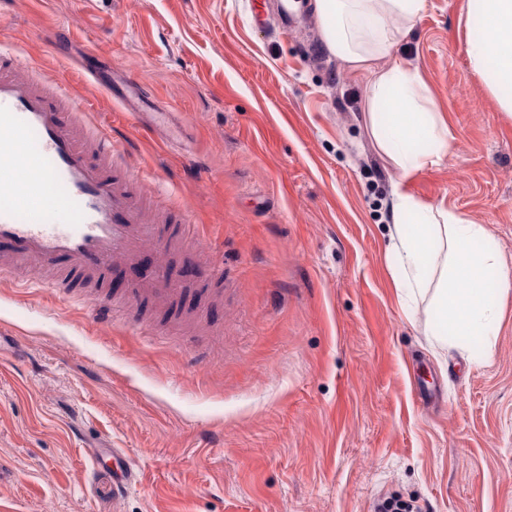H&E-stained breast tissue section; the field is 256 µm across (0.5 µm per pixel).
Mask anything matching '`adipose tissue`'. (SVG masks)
Returning <instances> with one entry per match:
<instances>
[{
  "label": "adipose tissue",
  "mask_w": 512,
  "mask_h": 512,
  "mask_svg": "<svg viewBox=\"0 0 512 512\" xmlns=\"http://www.w3.org/2000/svg\"><path fill=\"white\" fill-rule=\"evenodd\" d=\"M425 0H315L328 51L370 76L368 121L379 149L400 180L438 165L452 131L429 111L430 91L418 70L379 59L397 42L398 19L414 22ZM481 35L468 41L471 68L483 79L502 113L512 118V0H467ZM393 240L397 290L432 293L434 318L449 346L487 342L501 317L500 301L512 292V270L484 225L454 210L435 208L395 190Z\"/></svg>",
  "instance_id": "1"
}]
</instances>
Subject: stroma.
Wrapping results in <instances>:
<instances>
[{"label": "stroma", "instance_id": "1", "mask_svg": "<svg viewBox=\"0 0 512 512\" xmlns=\"http://www.w3.org/2000/svg\"><path fill=\"white\" fill-rule=\"evenodd\" d=\"M0 0V49L112 129L120 170L199 245L152 242L106 276L125 297L141 268L181 270L182 313L0 277V512H512V294L491 350L445 348L430 296L401 310L387 249L396 172L367 122L366 77L331 55L315 0ZM390 66L418 69L453 138L404 189L486 226L512 269V119L470 69L466 0H426ZM107 64L100 80L84 66ZM139 72L149 107L105 84ZM223 269L222 281L212 277ZM440 395L420 402L419 385ZM120 448L137 482L93 467Z\"/></svg>", "mask_w": 512, "mask_h": 512}]
</instances>
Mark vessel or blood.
<instances>
[{
	"label": "vessel or blood",
	"mask_w": 512,
	"mask_h": 512,
	"mask_svg": "<svg viewBox=\"0 0 512 512\" xmlns=\"http://www.w3.org/2000/svg\"><path fill=\"white\" fill-rule=\"evenodd\" d=\"M22 62L0 51V274L30 268L49 272L44 287L72 297L86 278H105L112 268L135 262L148 242L180 250L193 242L192 225L146 223L140 179L117 175L112 161L120 151L112 131L90 110L79 111L80 127L65 120L76 101L62 80L21 77ZM36 138L37 149L22 163L20 145ZM182 293L173 270L157 266L150 279L131 289L124 302L105 301L101 313L119 305H148L163 299L176 304ZM112 488L121 492L135 482L127 455L103 448Z\"/></svg>",
	"instance_id": "1"
}]
</instances>
